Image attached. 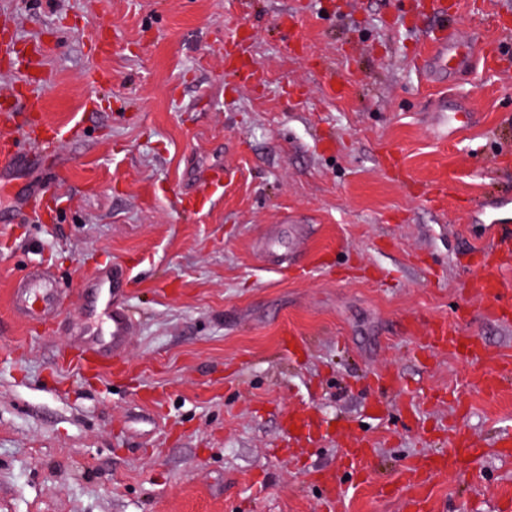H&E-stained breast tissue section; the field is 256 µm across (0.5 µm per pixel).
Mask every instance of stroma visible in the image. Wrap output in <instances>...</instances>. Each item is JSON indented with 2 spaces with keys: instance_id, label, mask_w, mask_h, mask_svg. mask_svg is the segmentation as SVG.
<instances>
[{
  "instance_id": "35a3bbf8",
  "label": "stroma",
  "mask_w": 512,
  "mask_h": 512,
  "mask_svg": "<svg viewBox=\"0 0 512 512\" xmlns=\"http://www.w3.org/2000/svg\"><path fill=\"white\" fill-rule=\"evenodd\" d=\"M431 0H0V91L40 49L43 118L76 128L45 163L0 174V512H322L316 475L339 467L337 422L374 442L376 475L348 476L337 512H403L384 495L412 456L462 430L484 480L430 478L447 512L512 497V379L481 362L417 357L447 320L512 360V321L467 272L477 205L512 199V0H447L470 66L429 82L418 58ZM261 70L226 74V52ZM347 86L332 94L322 68ZM472 122L440 142L431 117ZM233 171L199 212L198 174ZM54 197V220L29 207ZM288 229L285 271L267 243ZM121 264L137 327L109 366L78 367L67 331L84 279ZM36 269L59 316L17 315ZM300 338L285 354L286 331ZM398 372L379 395L374 375ZM309 411L312 437L288 414Z\"/></svg>"
}]
</instances>
